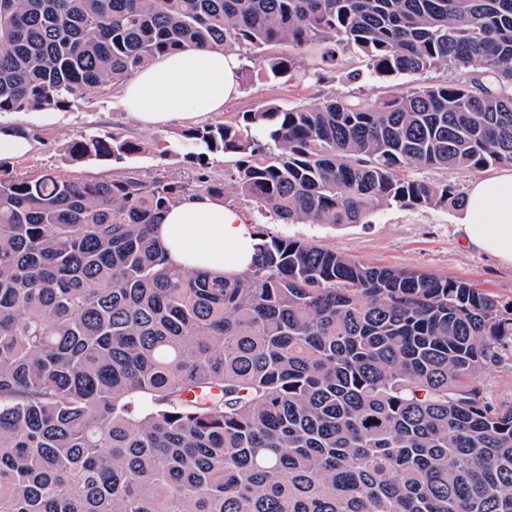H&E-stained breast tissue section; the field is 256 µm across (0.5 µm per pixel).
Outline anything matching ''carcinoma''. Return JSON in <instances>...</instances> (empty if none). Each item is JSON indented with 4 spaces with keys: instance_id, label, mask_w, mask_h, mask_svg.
I'll return each instance as SVG.
<instances>
[{
    "instance_id": "cac0c4a2",
    "label": "carcinoma",
    "mask_w": 512,
    "mask_h": 512,
    "mask_svg": "<svg viewBox=\"0 0 512 512\" xmlns=\"http://www.w3.org/2000/svg\"><path fill=\"white\" fill-rule=\"evenodd\" d=\"M317 46L325 66L353 51L379 78L462 79L190 126L191 183L0 163V512H512V404L481 382L512 307L260 229L244 274L185 271L153 234L173 203L225 197L215 153L279 224L462 206L406 170L512 166V0H0V115L66 109L187 47L252 52L276 81Z\"/></svg>"
}]
</instances>
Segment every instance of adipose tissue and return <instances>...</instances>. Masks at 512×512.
Returning a JSON list of instances; mask_svg holds the SVG:
<instances>
[{"mask_svg":"<svg viewBox=\"0 0 512 512\" xmlns=\"http://www.w3.org/2000/svg\"><path fill=\"white\" fill-rule=\"evenodd\" d=\"M239 68L231 52L180 50L140 68L124 84L120 103L145 128L201 121L237 96ZM252 232L241 209L205 193L171 205L156 230L175 266L228 276L249 268ZM458 233L465 246L512 266V169L470 183Z\"/></svg>","mask_w":512,"mask_h":512,"instance_id":"ef3b65f1","label":"adipose tissue"}]
</instances>
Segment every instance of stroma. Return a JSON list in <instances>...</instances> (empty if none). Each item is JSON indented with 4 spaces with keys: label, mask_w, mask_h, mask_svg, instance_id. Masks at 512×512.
Masks as SVG:
<instances>
[{
    "label": "stroma",
    "mask_w": 512,
    "mask_h": 512,
    "mask_svg": "<svg viewBox=\"0 0 512 512\" xmlns=\"http://www.w3.org/2000/svg\"><path fill=\"white\" fill-rule=\"evenodd\" d=\"M363 63L355 55L342 56L337 66L326 69L325 79L291 81L267 80L257 65L242 58L240 84L236 98L224 107L225 116L250 112L268 104L310 106L329 97L379 96L382 83L372 74L352 79L351 71ZM119 87L90 94L64 110L14 112L0 116V127H12L26 134L32 144L25 156L11 159L15 176L53 170L84 180H108L125 171L136 172L144 181L188 182L197 175L190 160L164 157L160 146L175 143L183 129L180 121L158 129H144L124 112L119 104ZM116 133L137 138L154 146L153 151L122 162H72L65 150L68 142L82 134ZM228 204L243 210L253 225L280 236L305 241L345 254L353 259L468 282L486 290L501 304H512V267L465 247L457 227L461 210L434 208H380L364 224H275L251 200L227 187Z\"/></svg>",
    "instance_id": "35a3bbf8"
}]
</instances>
